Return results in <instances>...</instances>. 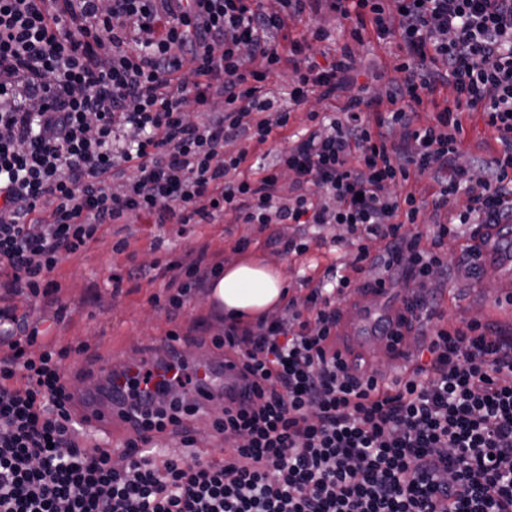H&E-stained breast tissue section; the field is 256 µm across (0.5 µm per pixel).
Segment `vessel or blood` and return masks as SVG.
Listing matches in <instances>:
<instances>
[{"label":"vessel or blood","instance_id":"vessel-or-blood-1","mask_svg":"<svg viewBox=\"0 0 512 512\" xmlns=\"http://www.w3.org/2000/svg\"><path fill=\"white\" fill-rule=\"evenodd\" d=\"M474 263L481 273L492 275L502 296L512 295V223L475 224L470 230ZM424 314L415 308L410 294L395 288L375 286L359 289L353 299L343 301L336 325L335 349L359 370H367L377 349L395 350L396 362H404L401 336L409 329L422 328ZM181 361L169 349L147 352L136 364L118 370L100 368L94 372L84 392L75 400V415L80 424L99 430L114 429L121 415H136L139 408L156 396V386L174 380V367ZM241 359L216 356L196 364L197 380L185 393V400L198 411H209L216 400L237 405L247 398L240 375ZM150 374L151 381L142 385L139 398H132L129 381L137 375Z\"/></svg>","mask_w":512,"mask_h":512}]
</instances>
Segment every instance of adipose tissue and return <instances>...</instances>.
Masks as SVG:
<instances>
[{
    "instance_id": "ef3b65f1",
    "label": "adipose tissue",
    "mask_w": 512,
    "mask_h": 512,
    "mask_svg": "<svg viewBox=\"0 0 512 512\" xmlns=\"http://www.w3.org/2000/svg\"><path fill=\"white\" fill-rule=\"evenodd\" d=\"M287 297L281 268L261 258H248L226 266L211 281L206 303L251 324L258 317L272 315Z\"/></svg>"
}]
</instances>
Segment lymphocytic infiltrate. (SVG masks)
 <instances>
[{"mask_svg":"<svg viewBox=\"0 0 512 512\" xmlns=\"http://www.w3.org/2000/svg\"><path fill=\"white\" fill-rule=\"evenodd\" d=\"M308 10L396 42L390 111L353 85L350 48L317 61L323 28L286 36L289 17ZM256 56L264 69L249 67ZM283 65L284 106L263 91ZM442 85L452 98L416 125ZM340 90V117L311 113L317 128L261 177L246 169L292 109L332 104ZM217 98L223 111H210ZM466 112L481 113L500 146L469 168L457 163ZM240 137L247 148L226 153ZM426 170L437 185L427 208L397 191ZM461 194L465 209L449 215ZM227 212L382 241L359 261L402 270L439 315L432 280L448 262L435 245L461 224L512 223V0H280L276 11L259 0H0V291L54 297L62 260L112 225ZM221 269L200 255L169 264L177 289L165 308L180 310ZM349 287L329 268L304 304L212 337L242 355L256 386L212 416L229 445L219 458L195 453L196 413L170 389L137 414L120 452L87 445L63 372L70 348L1 305L0 512H512V336L477 320L429 325L410 371L387 382L329 347ZM169 434L181 451L158 452Z\"/></svg>","mask_w":512,"mask_h":512,"instance_id":"1","label":"lymphocytic infiltrate"}]
</instances>
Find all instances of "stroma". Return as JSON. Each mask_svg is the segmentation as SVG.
Masks as SVG:
<instances>
[{
    "instance_id": "35a3bbf8",
    "label": "stroma",
    "mask_w": 512,
    "mask_h": 512,
    "mask_svg": "<svg viewBox=\"0 0 512 512\" xmlns=\"http://www.w3.org/2000/svg\"><path fill=\"white\" fill-rule=\"evenodd\" d=\"M318 25L328 29L330 38L315 43V52H331L349 45L357 84L379 90L386 82L400 80L395 46L379 44L367 32L361 40L352 39L351 22L310 14L291 22L290 33L298 36ZM461 138L460 161L464 164L490 158L497 148L492 133L476 113L465 116ZM275 232L281 239L296 235L298 242L306 244V252L284 253L280 242L270 240ZM123 235L127 241L124 251H115L116 238L106 232L84 251L63 259L53 273L61 286L59 303L22 295L14 299L20 311L26 312L39 329L48 330L58 344L85 345L84 354L71 356L65 362V373L76 387L81 384L77 368L88 363L100 366L116 359L129 362L131 355L142 353L149 340H163L171 330L186 335L181 349L189 362L212 354L208 344L212 336L221 332L224 316L207 306L205 291L192 292L182 310L171 315L151 301L152 296L166 295L168 277L160 274L152 279H130L126 276L128 269L161 270L171 260L199 252L205 253L207 261L227 265L248 252L280 264L290 296L301 302L331 265L347 275L353 287H361L375 272L359 269V248L368 246L373 253L380 248L379 242L362 243L343 227L310 225L295 233L284 224L273 230L256 224H237L229 215L211 224L187 225L181 234L169 225L155 228L135 221L126 225ZM468 247V236L463 233L445 239L440 248L453 267L448 281L438 286L443 320L451 326L460 325L465 319L503 324L504 314L495 306L498 290L493 280H474L472 273L459 264ZM116 273L124 276L117 290L112 287V276ZM61 304L65 305L66 313L59 320L55 314Z\"/></svg>"
}]
</instances>
